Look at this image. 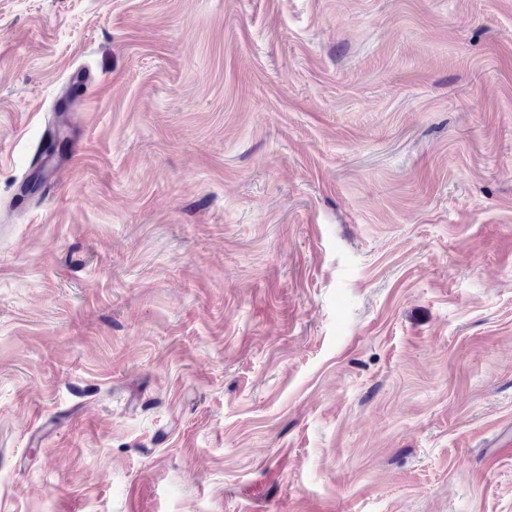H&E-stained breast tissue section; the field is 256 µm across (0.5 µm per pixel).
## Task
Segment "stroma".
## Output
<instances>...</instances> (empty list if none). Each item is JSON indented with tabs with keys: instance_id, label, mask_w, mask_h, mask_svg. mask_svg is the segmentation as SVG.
Segmentation results:
<instances>
[{
	"instance_id": "stroma-1",
	"label": "stroma",
	"mask_w": 512,
	"mask_h": 512,
	"mask_svg": "<svg viewBox=\"0 0 512 512\" xmlns=\"http://www.w3.org/2000/svg\"><path fill=\"white\" fill-rule=\"evenodd\" d=\"M511 439L512 0H0V512H512Z\"/></svg>"
}]
</instances>
